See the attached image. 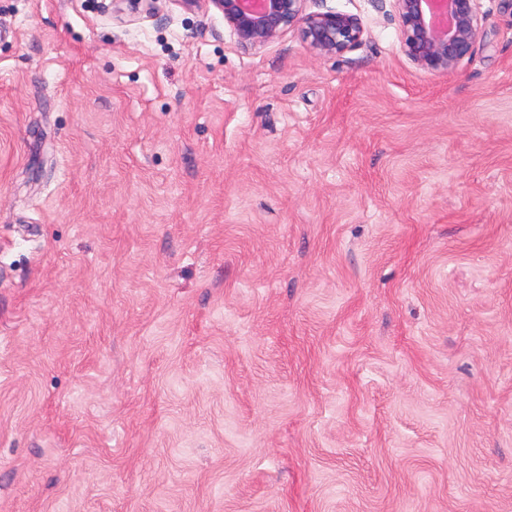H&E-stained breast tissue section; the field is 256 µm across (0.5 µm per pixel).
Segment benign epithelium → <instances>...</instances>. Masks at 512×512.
<instances>
[{
    "instance_id": "obj_1",
    "label": "benign epithelium",
    "mask_w": 512,
    "mask_h": 512,
    "mask_svg": "<svg viewBox=\"0 0 512 512\" xmlns=\"http://www.w3.org/2000/svg\"><path fill=\"white\" fill-rule=\"evenodd\" d=\"M224 17L238 47L260 50L289 29L299 31L319 57L350 50L362 41L361 20L342 12L308 13L306 0H206ZM402 50L418 67L447 74L470 53L480 27L477 0H392Z\"/></svg>"
}]
</instances>
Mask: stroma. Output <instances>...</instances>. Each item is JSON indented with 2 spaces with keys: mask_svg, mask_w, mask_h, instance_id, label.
<instances>
[{
  "mask_svg": "<svg viewBox=\"0 0 512 512\" xmlns=\"http://www.w3.org/2000/svg\"><path fill=\"white\" fill-rule=\"evenodd\" d=\"M432 73L206 0H0V512H512V10Z\"/></svg>",
  "mask_w": 512,
  "mask_h": 512,
  "instance_id": "1",
  "label": "stroma"
}]
</instances>
